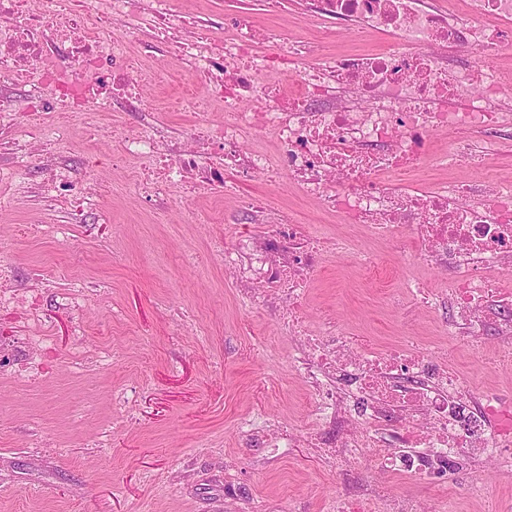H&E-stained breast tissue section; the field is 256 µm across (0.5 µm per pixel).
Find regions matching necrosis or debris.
Returning <instances> with one entry per match:
<instances>
[{"mask_svg":"<svg viewBox=\"0 0 512 512\" xmlns=\"http://www.w3.org/2000/svg\"><path fill=\"white\" fill-rule=\"evenodd\" d=\"M120 6L163 34L164 53L188 62L224 107L223 124L179 141L124 139L123 155L158 167L156 190L191 175L220 183L228 169L269 183L289 171L304 194L344 223L383 233L411 266L449 269L439 291L452 312L443 335L498 337V361L512 362V286L500 277L512 267V177L489 171L425 187L413 179L429 160L482 165L512 135V101L500 95L512 73L497 66L512 50V0H460L445 10L424 0H306L316 20L344 21L359 38L380 35L385 45L336 55L306 47V61L289 72L301 85L296 100L267 82L272 61L248 11L226 17L219 36L177 17L172 0H0V78L33 88L37 112L110 111L143 77L112 35ZM247 97L263 99L264 108H245ZM259 129L273 131L279 157L247 148ZM448 130L457 137L447 154L431 156L433 136ZM467 130L484 133L483 144L463 139ZM275 221L282 231L226 250L224 270L248 283L254 303L283 290L294 317L302 282L322 261V238L296 211H279ZM428 351L403 344L378 352L331 326L301 341L294 365L310 380L315 428L332 431L336 467L364 455L383 473L432 483L449 460H499L512 447V403L474 390ZM341 510L422 512L387 489L364 487L352 488Z\"/></svg>","mask_w":512,"mask_h":512,"instance_id":"1","label":"necrosis or debris"}]
</instances>
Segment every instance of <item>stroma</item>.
Masks as SVG:
<instances>
[{
	"label": "stroma",
	"instance_id": "35a3bbf8",
	"mask_svg": "<svg viewBox=\"0 0 512 512\" xmlns=\"http://www.w3.org/2000/svg\"><path fill=\"white\" fill-rule=\"evenodd\" d=\"M251 9L289 44L310 36L334 52L382 47L307 17L299 0L280 19L259 0ZM151 41L144 31L126 44L146 75L139 111L117 106L62 124L29 111L28 87L9 89L8 130L53 140L58 161L106 189L90 203L73 188L50 196L40 158L0 154V255L17 295L0 304V512H332L346 479L316 449L267 448L239 433L244 420L305 432L315 420L280 305L253 306L213 252L271 232L245 223L246 197L330 227L308 280L309 329L328 323L381 350L409 337L434 342L476 389L512 400V367L486 368L495 337L449 348L447 305L395 297L407 276L438 288L448 270L409 267L367 226L326 215L288 172L274 186L228 172L206 194L174 188L145 200L142 163L121 155L122 139L148 122L178 137L224 121L194 71L151 52ZM188 94L195 107L174 109ZM340 236L350 252L337 250ZM360 251L381 255L374 273L356 265ZM475 483L485 498L470 497ZM444 492L448 512H512V467L451 463Z\"/></svg>",
	"mask_w": 512,
	"mask_h": 512
}]
</instances>
